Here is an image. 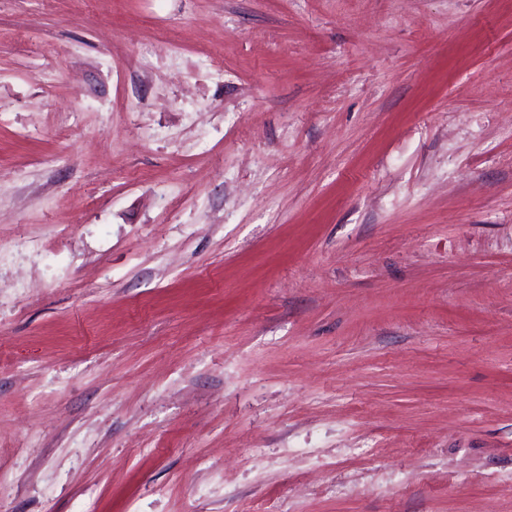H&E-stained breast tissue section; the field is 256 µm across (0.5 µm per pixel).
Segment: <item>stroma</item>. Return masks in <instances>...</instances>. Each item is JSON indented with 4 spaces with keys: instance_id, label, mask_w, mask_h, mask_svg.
Masks as SVG:
<instances>
[{
    "instance_id": "obj_1",
    "label": "stroma",
    "mask_w": 512,
    "mask_h": 512,
    "mask_svg": "<svg viewBox=\"0 0 512 512\" xmlns=\"http://www.w3.org/2000/svg\"><path fill=\"white\" fill-rule=\"evenodd\" d=\"M0 512H512V0H0Z\"/></svg>"
}]
</instances>
